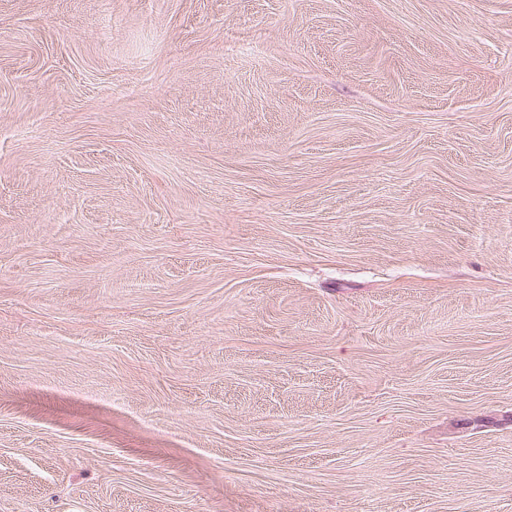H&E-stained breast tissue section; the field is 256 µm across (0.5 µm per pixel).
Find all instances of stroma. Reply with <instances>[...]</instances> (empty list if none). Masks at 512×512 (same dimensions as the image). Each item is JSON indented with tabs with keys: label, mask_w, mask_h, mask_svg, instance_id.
I'll list each match as a JSON object with an SVG mask.
<instances>
[{
	"label": "stroma",
	"mask_w": 512,
	"mask_h": 512,
	"mask_svg": "<svg viewBox=\"0 0 512 512\" xmlns=\"http://www.w3.org/2000/svg\"><path fill=\"white\" fill-rule=\"evenodd\" d=\"M0 512H512V0H0Z\"/></svg>",
	"instance_id": "stroma-1"
}]
</instances>
